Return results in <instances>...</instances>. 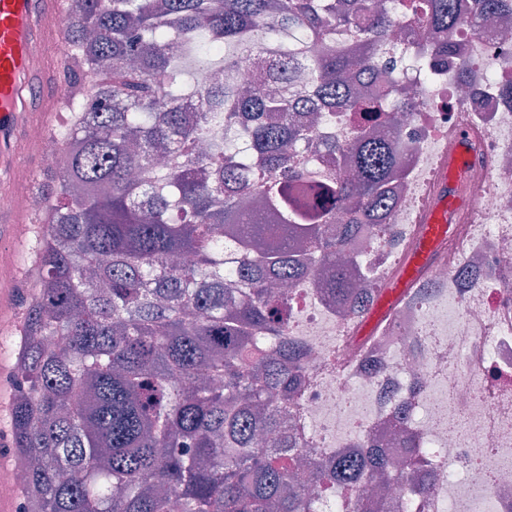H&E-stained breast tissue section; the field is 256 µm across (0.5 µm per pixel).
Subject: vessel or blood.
I'll return each instance as SVG.
<instances>
[{
    "label": "vessel or blood",
    "mask_w": 512,
    "mask_h": 512,
    "mask_svg": "<svg viewBox=\"0 0 512 512\" xmlns=\"http://www.w3.org/2000/svg\"><path fill=\"white\" fill-rule=\"evenodd\" d=\"M68 0H0V191L34 192L31 156L40 148L26 140L28 129L47 125L52 113L69 105L59 91L57 60L67 50L60 37L59 21ZM471 162L469 147L440 174L441 197L418 229L398 277L386 293L397 303L421 274L428 270L439 244L453 232L451 214L465 206L460 179Z\"/></svg>",
    "instance_id": "1"
}]
</instances>
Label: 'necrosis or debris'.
Wrapping results in <instances>:
<instances>
[{"mask_svg": "<svg viewBox=\"0 0 512 512\" xmlns=\"http://www.w3.org/2000/svg\"><path fill=\"white\" fill-rule=\"evenodd\" d=\"M463 2L455 30L405 19L394 28L402 42L453 43L457 52L430 79L415 70L394 76L418 104L396 123L410 150L404 188L386 219L391 232L365 260L379 280L398 265L465 137L473 156L463 183L469 203L452 216L446 257L363 361L346 346L351 321L337 316L316 280L296 284L288 297V334L307 351L288 429L310 455L327 459L373 436L395 447L388 425L396 416L420 436L428 492L418 496L411 481L393 480L388 512H406L410 500L415 512H512V97L493 91L494 81H512V30L475 20L473 0ZM473 53L497 64L495 80L474 67L458 83L459 61Z\"/></svg>", "mask_w": 512, "mask_h": 512, "instance_id": "obj_1", "label": "necrosis or debris"}]
</instances>
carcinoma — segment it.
Instances as JSON below:
<instances>
[{
  "label": "carcinoma",
  "mask_w": 512,
  "mask_h": 512,
  "mask_svg": "<svg viewBox=\"0 0 512 512\" xmlns=\"http://www.w3.org/2000/svg\"><path fill=\"white\" fill-rule=\"evenodd\" d=\"M74 0L61 61L72 97L55 129L66 160L33 246L40 288L26 309L11 445L28 468L21 512H312V485L360 497L396 462L379 448L296 473L303 454L279 435L303 377L288 336V295L318 266L326 292L355 317L359 236L384 237L402 185L393 137L411 96H366V61L389 75L442 61L439 48L392 39L405 15L452 29L457 0ZM504 21L512 0H475ZM327 50L294 66L308 44ZM262 58L251 83L198 90L180 60L232 69ZM195 101V111H183ZM355 140L308 165L336 124ZM166 164H157V155ZM240 256L224 277V237ZM183 253L195 263L179 266ZM49 340L58 345L47 344ZM405 476L421 477L418 439Z\"/></svg>",
  "instance_id": "1"
}]
</instances>
